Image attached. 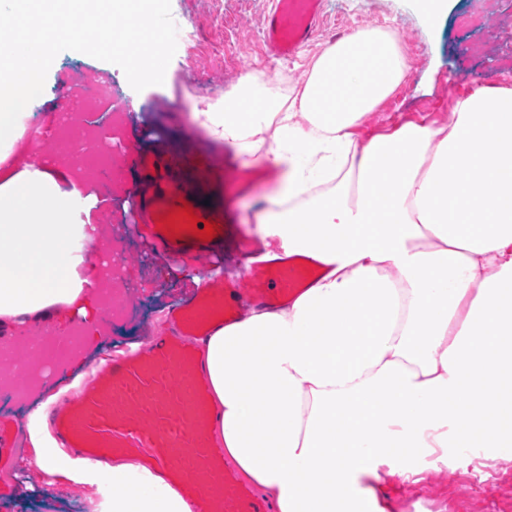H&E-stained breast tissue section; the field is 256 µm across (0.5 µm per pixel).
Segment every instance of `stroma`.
I'll list each match as a JSON object with an SVG mask.
<instances>
[{
    "label": "stroma",
    "instance_id": "obj_1",
    "mask_svg": "<svg viewBox=\"0 0 512 512\" xmlns=\"http://www.w3.org/2000/svg\"><path fill=\"white\" fill-rule=\"evenodd\" d=\"M471 0H448V14L428 22L414 0H323L325 21L319 33L293 58L273 57L264 44V22L270 0H150L153 11L167 19L157 28L166 42V79L135 85L125 75V59L110 48L88 49L64 37L51 41L54 71L45 75L32 105L39 151L69 154L85 169L79 153L68 152L58 139L55 113L62 92L73 90L81 70L112 82L128 117L122 145L114 155L117 185L102 192L106 205L97 219V238L111 239L126 253L123 276L130 289L125 314L112 326L113 349L131 344L147 348L152 336L168 327L169 310L197 289L204 277L200 262L174 258L154 244L137 204L143 191H159L161 170L183 165L182 148L193 141L217 166L252 170L247 157L208 137L192 120L194 112L223 102L238 78L262 73L271 84L302 80L310 57L344 35L370 26L387 29L399 39L412 69L393 94L365 119L363 135L408 120L448 122L454 100L484 85H512V0H483L478 25L464 24ZM274 174L258 190H239L225 181L211 200L229 208L240 224L251 225L257 201L270 192ZM484 470L488 479L473 485L472 472ZM395 512H512V460L492 458L484 450L449 454L427 461L422 480L403 484L386 479ZM0 512H91L87 493L74 488L58 492L48 476L28 472L20 479L12 467L0 464Z\"/></svg>",
    "mask_w": 512,
    "mask_h": 512
}]
</instances>
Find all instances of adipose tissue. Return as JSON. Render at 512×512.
<instances>
[{
	"label": "adipose tissue",
	"instance_id": "ef3b65f1",
	"mask_svg": "<svg viewBox=\"0 0 512 512\" xmlns=\"http://www.w3.org/2000/svg\"><path fill=\"white\" fill-rule=\"evenodd\" d=\"M22 23L0 51V328L81 326L86 355L67 390L102 363L98 280L73 244L91 238L89 178L63 164L4 163L22 150L27 109L56 66L49 31L78 35L103 13L100 47L134 84L167 74L132 39L146 0H0ZM411 69L386 30L362 27L314 56L302 81L244 75L194 113L209 137L276 169L254 222L319 274L275 309L198 341L224 460L279 512H390L382 478L407 482L439 448L512 459V87L460 97L449 123L408 121L361 138L364 118ZM49 400L30 407L24 467L94 496L93 512H192L150 470L111 468L59 448Z\"/></svg>",
	"mask_w": 512,
	"mask_h": 512
}]
</instances>
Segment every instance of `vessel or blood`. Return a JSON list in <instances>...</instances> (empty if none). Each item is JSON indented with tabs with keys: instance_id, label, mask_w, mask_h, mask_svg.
Segmentation results:
<instances>
[{
	"instance_id": "obj_1",
	"label": "vessel or blood",
	"mask_w": 512,
	"mask_h": 512,
	"mask_svg": "<svg viewBox=\"0 0 512 512\" xmlns=\"http://www.w3.org/2000/svg\"><path fill=\"white\" fill-rule=\"evenodd\" d=\"M322 20V0H272L265 42L276 56L293 57ZM184 154L192 163L166 174L168 193L152 207L149 230L173 256L209 258L214 241L163 228L170 212L186 203L199 218L218 223L215 241L240 237L238 225L225 223L223 212L199 208V200L212 192L213 171L195 163L194 144H187ZM257 252L253 243L241 249L250 269L246 279L209 278L171 312L175 335L157 336L145 351L112 358L75 399L51 409L48 421L61 447L103 463L118 455L138 456L195 497L197 512H272L268 501L225 473L224 451L210 438L217 413L204 368L185 342L241 319L252 304L288 300L317 274L312 264L260 261Z\"/></svg>"
}]
</instances>
